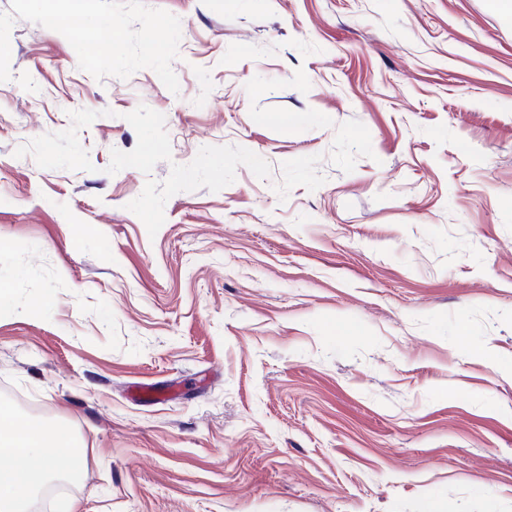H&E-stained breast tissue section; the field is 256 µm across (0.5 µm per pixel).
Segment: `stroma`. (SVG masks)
<instances>
[{
	"instance_id": "obj_1",
	"label": "stroma",
	"mask_w": 512,
	"mask_h": 512,
	"mask_svg": "<svg viewBox=\"0 0 512 512\" xmlns=\"http://www.w3.org/2000/svg\"><path fill=\"white\" fill-rule=\"evenodd\" d=\"M145 2L178 92L10 33L0 404L87 448L37 512H512V17Z\"/></svg>"
}]
</instances>
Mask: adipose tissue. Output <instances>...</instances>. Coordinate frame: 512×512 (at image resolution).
Masks as SVG:
<instances>
[{"mask_svg": "<svg viewBox=\"0 0 512 512\" xmlns=\"http://www.w3.org/2000/svg\"><path fill=\"white\" fill-rule=\"evenodd\" d=\"M0 448L9 455L0 465V512H26L51 481L79 475L86 450L65 426L46 431L38 422L0 408Z\"/></svg>", "mask_w": 512, "mask_h": 512, "instance_id": "1", "label": "adipose tissue"}]
</instances>
